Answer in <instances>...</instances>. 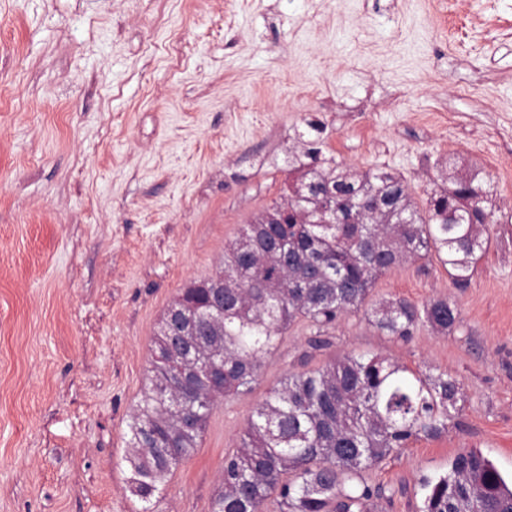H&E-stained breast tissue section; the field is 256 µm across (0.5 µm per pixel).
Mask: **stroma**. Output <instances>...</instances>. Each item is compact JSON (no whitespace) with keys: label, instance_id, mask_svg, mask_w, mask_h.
<instances>
[{"label":"stroma","instance_id":"35a3bbf8","mask_svg":"<svg viewBox=\"0 0 512 512\" xmlns=\"http://www.w3.org/2000/svg\"><path fill=\"white\" fill-rule=\"evenodd\" d=\"M313 119L340 168L399 175L418 210L478 174L468 285L432 255L367 299L448 297L461 323L402 340L359 311L315 350L297 321L142 501L129 425L163 315L284 194ZM347 353L460 384L446 432L362 472L370 512H422L471 449L512 474V0H0V512H210L271 389Z\"/></svg>","mask_w":512,"mask_h":512}]
</instances>
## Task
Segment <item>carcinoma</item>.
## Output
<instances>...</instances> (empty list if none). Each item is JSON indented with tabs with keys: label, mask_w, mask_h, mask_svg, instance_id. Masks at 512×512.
<instances>
[{
	"label": "carcinoma",
	"mask_w": 512,
	"mask_h": 512,
	"mask_svg": "<svg viewBox=\"0 0 512 512\" xmlns=\"http://www.w3.org/2000/svg\"><path fill=\"white\" fill-rule=\"evenodd\" d=\"M307 127L304 151L288 160L299 177L271 207L285 222L246 225L225 248L223 283H193L166 313L130 426L131 492L145 502L195 453L213 397L251 391L264 356L297 320L309 322V344L322 349L328 330L360 311L391 268L434 254L463 286L483 250L477 227L488 214L477 175L434 191L422 214L401 177L339 169L325 154L324 125ZM365 316L402 339L420 324L444 333L460 324L456 305L441 297L421 307L389 301ZM457 403L456 379L377 356L344 355L290 375L249 419L242 451L224 457V491L211 512H262L273 496L281 512H367L372 491L353 478L412 441L439 436ZM424 488V512H512V482L476 450L458 454Z\"/></svg>",
	"instance_id": "cac0c4a2"
}]
</instances>
